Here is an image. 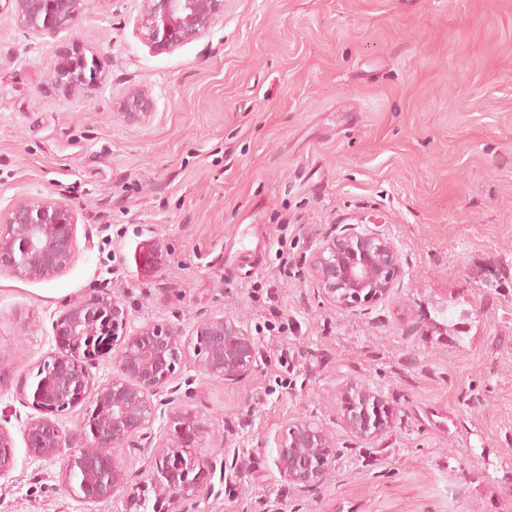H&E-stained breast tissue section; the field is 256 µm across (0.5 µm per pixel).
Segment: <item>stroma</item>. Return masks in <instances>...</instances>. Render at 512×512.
<instances>
[{
  "mask_svg": "<svg viewBox=\"0 0 512 512\" xmlns=\"http://www.w3.org/2000/svg\"><path fill=\"white\" fill-rule=\"evenodd\" d=\"M142 0H96L34 35L0 12V209L65 198L78 255L65 273H0V417L17 467L0 512H123L64 492L29 454L25 395L56 349L65 304L122 300L130 327L224 314L256 339L232 384L175 407L216 425L247 465L244 491L200 512H512V0H224L204 37L157 50ZM105 64L57 89L62 48ZM146 86L149 121L112 116ZM346 225L394 242L390 297L350 312L308 277ZM165 262L143 261L146 241ZM289 322L288 332L274 324ZM380 392L396 426L371 441L340 421L349 384ZM298 417L336 436V470L301 489L274 465Z\"/></svg>",
  "mask_w": 512,
  "mask_h": 512,
  "instance_id": "obj_1",
  "label": "stroma"
}]
</instances>
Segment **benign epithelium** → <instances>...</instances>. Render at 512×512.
<instances>
[{
    "instance_id": "1",
    "label": "benign epithelium",
    "mask_w": 512,
    "mask_h": 512,
    "mask_svg": "<svg viewBox=\"0 0 512 512\" xmlns=\"http://www.w3.org/2000/svg\"><path fill=\"white\" fill-rule=\"evenodd\" d=\"M93 0H5L17 25L42 35L71 26ZM224 16V0H143L137 19L142 37L160 50L173 49L205 36ZM78 59L80 69L68 77L54 72V84L69 90L98 81L101 64L87 61L75 47L62 58ZM154 103L147 89L132 87L113 100L112 111L129 124L143 123ZM77 216L62 199L21 195L0 212V272L25 280H44L66 272L76 259ZM309 276L324 299L348 311L387 298L401 274L400 254L388 238L371 230L345 228L322 238L309 261ZM128 310L109 295H91L68 304L55 321L58 351L38 369L29 416L21 432L34 456L61 463L62 488L86 504L121 500L124 512H197L209 473L221 470L223 481L243 474L246 464L226 449L202 464L187 448L192 436L210 432L188 410L174 412L185 439L155 443L153 425L163 401L180 389L190 364L203 380L235 382L255 367L257 342L235 319L215 315L190 332L178 324L149 321L128 330ZM112 354V377L99 382L89 371L97 357ZM342 409L344 428L371 440L394 426L397 414L383 396L350 385ZM88 407L77 424L91 441H77L51 416L79 404ZM332 431L300 417L275 439L274 463L281 479L303 488L323 484L336 463ZM11 431L0 423V480L16 468ZM144 461L132 477L125 466L128 448Z\"/></svg>"
}]
</instances>
